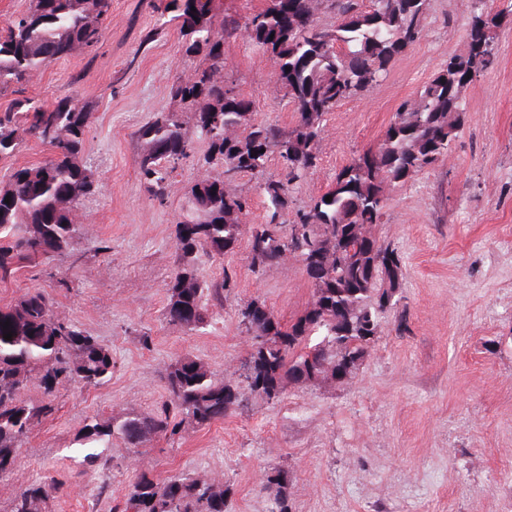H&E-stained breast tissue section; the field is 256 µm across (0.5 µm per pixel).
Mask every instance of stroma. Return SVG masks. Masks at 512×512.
Here are the masks:
<instances>
[{"mask_svg":"<svg viewBox=\"0 0 512 512\" xmlns=\"http://www.w3.org/2000/svg\"><path fill=\"white\" fill-rule=\"evenodd\" d=\"M166 3L112 0L100 47L53 61L26 86L27 95L86 108L83 159L100 189L78 207L85 234L74 256L55 261L49 276L39 262H23L0 282V306L33 289L52 294L61 317L110 349L112 378L96 389L57 385L54 413L29 434L14 473L0 477V512L19 486L52 478L64 487L46 512H121L129 480L144 471L218 481L230 512H274L267 479L275 468L288 484L289 512H512V28L497 33L495 67L464 89L448 155L388 188L371 228L403 262L402 325L383 322L341 382H288L273 400L247 390L234 413L209 427L186 420L175 436L138 448L116 440L108 467L84 464L77 436L85 419L155 413L175 360L241 382L255 349L241 305L261 300L287 327L313 301L296 257L255 274L243 238L223 262L199 260L202 280L228 281L223 302L208 306V326L185 333L163 318L186 192L213 173L189 118L195 154L173 172L165 200L138 177L135 131L179 108L172 84L202 63L183 55ZM469 23L463 0H426L418 42L327 116L317 165L294 189L292 209L325 193L354 156L379 143L403 101L466 53ZM223 76L254 102L256 121L294 125L274 61L246 35L225 42ZM61 277L70 288L58 287Z\"/></svg>","mask_w":512,"mask_h":512,"instance_id":"stroma-1","label":"stroma"}]
</instances>
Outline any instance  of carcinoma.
Masks as SVG:
<instances>
[{
	"instance_id": "carcinoma-1",
	"label": "carcinoma",
	"mask_w": 512,
	"mask_h": 512,
	"mask_svg": "<svg viewBox=\"0 0 512 512\" xmlns=\"http://www.w3.org/2000/svg\"><path fill=\"white\" fill-rule=\"evenodd\" d=\"M212 2H169L183 54L207 61L190 78L176 81L170 93L194 109L196 131L209 144L207 163L223 171L196 181L187 192L165 320L185 332L207 326L204 299L223 301L228 279H199L198 255L223 260L243 232L239 219L245 200L224 193V182L241 173L264 172L270 154H277L287 178L267 177L257 184L265 216L250 231L248 259L259 272L284 254H295L311 279L313 303L288 329L271 310L258 318V312L267 310L259 300L239 311L241 325L257 339L247 362L248 386L277 399L284 380L313 363L356 367L377 336L382 315L392 309L401 287L403 266L393 249L371 236L355 235L354 229L378 223L389 200L385 187L405 184L448 153L465 112L461 91L494 64L493 33L511 24L512 17L489 9L488 0H465L469 32L482 33L484 49L450 59L420 90L416 104H401L378 147L353 159L322 196L295 211L285 232L290 194L316 165L323 117L379 82L418 40L426 0H369L366 7L360 0H335L339 21L332 30L317 25L307 0H268L242 23L235 18L215 21ZM111 8L112 0H32L26 14L0 30V94L22 93L29 77L51 62L96 48ZM283 11L292 14L296 30L280 27ZM241 28L275 61L297 116L287 132L256 122L251 100L210 81L209 72L223 67L224 41ZM87 120L84 108L69 98L47 102L24 96L16 99L15 108L0 113V157L13 155L25 140L49 150L40 164L15 169L0 182V280L10 278L22 260L37 258L48 266L70 255L83 234L77 215L63 202L77 206L99 189L82 159ZM138 138L143 143L140 182L162 201L172 173L194 152V142L184 132L179 110L159 113L138 130ZM327 196L332 200L325 201ZM8 331L9 341L3 338ZM313 336L318 342L299 350ZM111 376L108 348L60 317L45 292L29 291L0 307V476L17 468L22 442L36 422L53 413L52 396L60 379L96 388ZM164 380L169 404L160 413L85 420L79 433L84 462L107 457L114 439L136 448L152 436L173 435L178 416L209 426L235 412L241 402L236 386L189 357L170 364ZM34 383L43 390L38 403L24 397ZM269 482L281 489L276 512H288L281 473L273 472ZM61 489L53 480L22 487L8 512H42L45 501ZM226 497L224 487L198 477L141 472L128 485L123 512H226Z\"/></svg>"
}]
</instances>
